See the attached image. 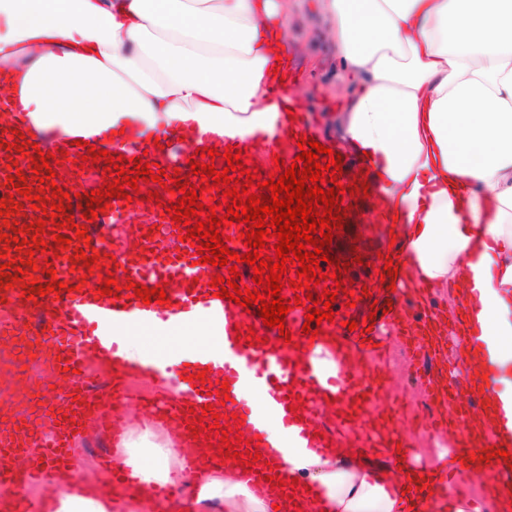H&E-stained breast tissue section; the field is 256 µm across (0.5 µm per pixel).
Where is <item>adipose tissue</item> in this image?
Returning a JSON list of instances; mask_svg holds the SVG:
<instances>
[{"label": "adipose tissue", "mask_w": 512, "mask_h": 512, "mask_svg": "<svg viewBox=\"0 0 512 512\" xmlns=\"http://www.w3.org/2000/svg\"><path fill=\"white\" fill-rule=\"evenodd\" d=\"M320 14L348 94L325 140L378 164L393 223L405 228L402 277L467 302L486 271L477 329L512 343V0H0V99L33 113L30 138L108 126L152 133L190 123L251 143L271 130L288 22ZM302 423L267 424L279 475L322 512H399L397 471L350 449L309 451ZM136 491L94 483L43 501V512H160L150 488H191L194 512H268L234 464L185 473L151 427L124 438Z\"/></svg>", "instance_id": "ef3b65f1"}]
</instances>
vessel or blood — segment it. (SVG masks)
Returning a JSON list of instances; mask_svg holds the SVG:
<instances>
[{
    "label": "vessel or blood",
    "instance_id": "1",
    "mask_svg": "<svg viewBox=\"0 0 512 512\" xmlns=\"http://www.w3.org/2000/svg\"><path fill=\"white\" fill-rule=\"evenodd\" d=\"M30 124L31 116L20 104L0 101V200L11 199L16 206L8 223L0 222V237L16 231L19 240L32 239L29 226L42 219L43 213L29 208L25 196L51 198L53 188L46 181L49 173L60 175L79 207L87 202L78 193L86 174L78 165L82 151L73 138L53 140L41 153L48 158L61 157V164L36 173L29 161L40 152L33 147L22 152L16 149L19 129ZM307 130L304 113L281 116L273 140H258L250 149L261 173L272 167L275 141H287L283 158L292 160L299 153L295 137ZM227 144V138L185 124L165 130L156 140L142 137L137 148L161 157L163 166L188 173L190 184L195 185L199 177L190 171V154L200 147L221 150ZM341 166V184L353 181L358 173L368 177V196L352 204L343 218L344 223L363 222L367 228L358 237L344 234L333 238L331 248L337 260L347 265V276L358 296L357 307L374 299L381 302L382 311L372 323H358L353 331L337 323L321 324L342 352L360 359L355 366H341L334 381L336 401L331 411L340 428L336 434L325 432L318 415L323 387L306 352L309 338L302 333V321L286 320L283 329L293 332L294 341L281 344L277 341L280 331L264 326L259 312L245 313L240 306L215 297L209 286L212 269L198 264L197 251L190 242H183L178 251L167 246L169 239L179 235L164 208L168 194H161L156 204L112 199L97 217L98 223L107 227L105 238L95 243L83 237L89 222L82 218L79 207L69 214L55 212L56 227L46 231L44 249L30 254L19 247V241L0 240L6 262L22 269L12 287L0 285V351L13 348L18 334L30 332L32 342L40 346L41 377L47 388L36 417L0 428V498L9 497L11 512H37L38 505L21 495L9 496V489L31 484L47 491L55 489L60 469L73 466L79 451L73 435L90 410L116 441L124 438L134 414L148 417L170 432L186 470L195 471L197 450L184 417L188 410L199 411L216 403V395L188 381L176 398L146 396L134 403L128 399V376L105 374L94 366L97 357L118 350L122 333L157 329L170 336L188 326L195 327L198 339L179 348L182 363L208 366V379L228 382L231 399L221 411L242 419L245 438L259 439L261 447H269L266 420L282 418L293 395L308 404L310 429L301 439L304 448L313 451L341 442L365 457L392 459L402 470L412 455L406 429H426L450 447L466 449L468 457L414 478L402 501L403 512H426L430 497L440 496L450 485L482 469L496 474L487 494L497 500L498 512H512V392L505 389L512 382V360H504L493 337L472 335L471 314L458 311L450 315L439 309L433 291L425 285L410 289L401 280L393 284L380 280L376 271L385 261L370 245L377 242L388 247L400 227L386 217L373 176L374 164L345 157ZM18 174L23 177L19 183L14 180ZM69 220L74 223L70 229L65 226ZM58 235L64 237L63 245L55 244ZM87 256L96 257L98 267H110L120 286L115 296L99 295L98 277L83 263ZM34 282L46 287V295H32ZM132 283L163 287L167 303H143L129 291ZM227 317L253 326L260 340L248 345L227 336L221 362L209 363L213 329ZM395 337L404 339L412 355L414 380L432 398L430 411L405 408L390 390L385 362ZM467 351L476 353L480 361L475 382L458 363ZM247 391L257 392L260 404L244 400ZM476 413L483 420L479 428L471 423Z\"/></svg>",
    "mask_w": 512,
    "mask_h": 512
}]
</instances>
